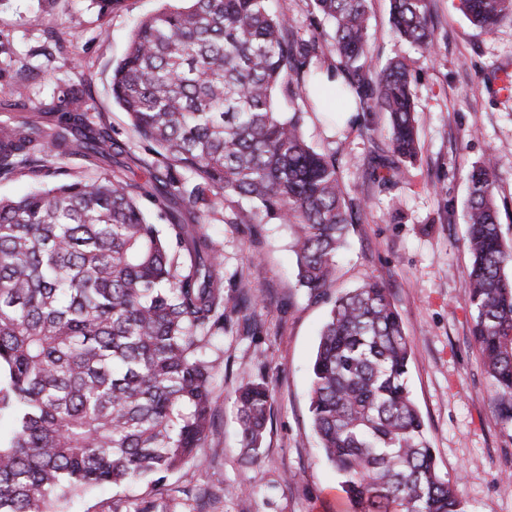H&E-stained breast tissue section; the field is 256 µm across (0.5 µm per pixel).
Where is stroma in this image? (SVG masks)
Listing matches in <instances>:
<instances>
[{"label": "stroma", "mask_w": 512, "mask_h": 512, "mask_svg": "<svg viewBox=\"0 0 512 512\" xmlns=\"http://www.w3.org/2000/svg\"><path fill=\"white\" fill-rule=\"evenodd\" d=\"M165 0H125L101 13L94 0H0V78L29 73L21 104H0V122L40 118L62 89L84 83L85 109L101 116L132 153L145 151L112 100V67L136 22ZM370 51L405 58L413 71L420 149L389 188L371 180L370 157L386 154L387 116L353 113L334 130L315 114L304 132L336 162L362 211L337 257L336 291L373 278L388 288L412 336L408 387L427 425L437 470L456 482L466 512H512V429L471 336L465 239L466 174L487 155L499 162L500 228L512 241V23L475 28L458 0H432L434 50L421 56L393 34L388 0H370ZM224 259V333L208 354L214 424L195 459L153 490L156 512H342L334 468L322 457L309 412L310 367L329 302L295 279L283 224L203 226ZM249 380L272 391L271 421L255 461L242 451L234 391ZM145 488L103 487L73 498L64 512H133Z\"/></svg>", "instance_id": "1"}]
</instances>
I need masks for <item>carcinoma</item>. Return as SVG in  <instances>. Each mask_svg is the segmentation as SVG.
<instances>
[{"label": "carcinoma", "instance_id": "obj_1", "mask_svg": "<svg viewBox=\"0 0 512 512\" xmlns=\"http://www.w3.org/2000/svg\"><path fill=\"white\" fill-rule=\"evenodd\" d=\"M369 0H308L300 34L269 0H185L145 17L112 68V97L150 159L89 119L70 85L52 122L0 124V174L47 178L76 156L101 170L0 197V512H52L90 488H154L193 458L212 424L207 354L224 332L220 255L202 230L286 224L297 281L314 297L335 282L336 253L353 221L336 157L303 132L306 100L323 71L336 96L389 116L388 154L368 161L388 187L418 156L405 59L371 67ZM490 30L512 0H459ZM394 35L429 55L430 0H390ZM335 54L337 64L324 66ZM496 160L468 171L471 335L512 426V245L501 234ZM144 180L130 177L134 168ZM164 209L167 232L141 199ZM194 223L180 219L181 206ZM412 338L374 279L335 298L311 367L309 412L349 512H465L437 472L425 423L407 389ZM243 447H262L272 391L236 390Z\"/></svg>", "mask_w": 512, "mask_h": 512}]
</instances>
